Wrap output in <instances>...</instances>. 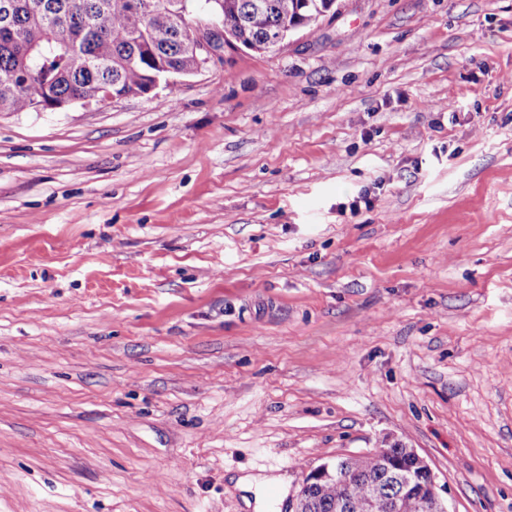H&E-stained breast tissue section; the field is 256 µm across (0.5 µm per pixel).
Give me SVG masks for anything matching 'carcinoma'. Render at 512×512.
<instances>
[{"label":"carcinoma","mask_w":512,"mask_h":512,"mask_svg":"<svg viewBox=\"0 0 512 512\" xmlns=\"http://www.w3.org/2000/svg\"><path fill=\"white\" fill-rule=\"evenodd\" d=\"M0 16V112H26L44 102L104 100L105 92L142 89L173 68L184 75L197 63L187 44L206 0H183L180 17L163 8L143 11L141 0H8ZM224 33L265 52L277 25L308 26L328 0H222ZM425 469L414 449L398 445L338 458L308 486L293 512H374L396 500L398 512H443L421 494Z\"/></svg>","instance_id":"obj_1"}]
</instances>
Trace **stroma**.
<instances>
[{
	"label": "stroma",
	"mask_w": 512,
	"mask_h": 512,
	"mask_svg": "<svg viewBox=\"0 0 512 512\" xmlns=\"http://www.w3.org/2000/svg\"><path fill=\"white\" fill-rule=\"evenodd\" d=\"M396 443L512 512V0L0 112V512H248ZM235 484L237 487L252 491L254 493V510L255 512H273L278 508L279 504L288 492V478L287 476H255L244 475L236 479ZM270 489L278 491V497L272 499L268 496L267 492Z\"/></svg>",
	"instance_id": "stroma-1"
}]
</instances>
